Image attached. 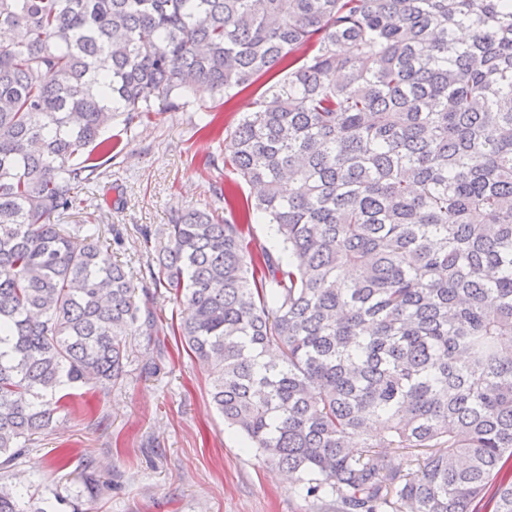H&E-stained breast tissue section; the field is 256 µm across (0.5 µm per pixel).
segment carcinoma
Here are the masks:
<instances>
[{
    "mask_svg": "<svg viewBox=\"0 0 512 512\" xmlns=\"http://www.w3.org/2000/svg\"><path fill=\"white\" fill-rule=\"evenodd\" d=\"M258 83L224 214L144 229L149 281L63 222L118 118ZM151 288L224 422L307 498L478 512L512 468V0H0V467L60 386L123 379ZM0 512L54 510L0 482Z\"/></svg>",
    "mask_w": 512,
    "mask_h": 512,
    "instance_id": "1",
    "label": "carcinoma"
}]
</instances>
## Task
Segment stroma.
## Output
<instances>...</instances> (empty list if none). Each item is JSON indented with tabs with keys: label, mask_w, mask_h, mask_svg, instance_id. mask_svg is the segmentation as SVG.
Returning a JSON list of instances; mask_svg holds the SVG:
<instances>
[{
	"label": "stroma",
	"mask_w": 512,
	"mask_h": 512,
	"mask_svg": "<svg viewBox=\"0 0 512 512\" xmlns=\"http://www.w3.org/2000/svg\"><path fill=\"white\" fill-rule=\"evenodd\" d=\"M241 93L205 135V113L155 104L148 119L115 127L120 145L100 182L81 190L86 224L101 209L100 241L132 271L145 269L140 226L163 228L189 208L223 210L215 187L234 179L224 158L249 109ZM151 306L158 336L128 337L126 375L107 389H74L75 409L31 441L0 482L24 498H61V512H334L313 505L287 473L265 464L210 398L208 370L171 329L179 307L166 290Z\"/></svg>",
	"instance_id": "35a3bbf8"
}]
</instances>
